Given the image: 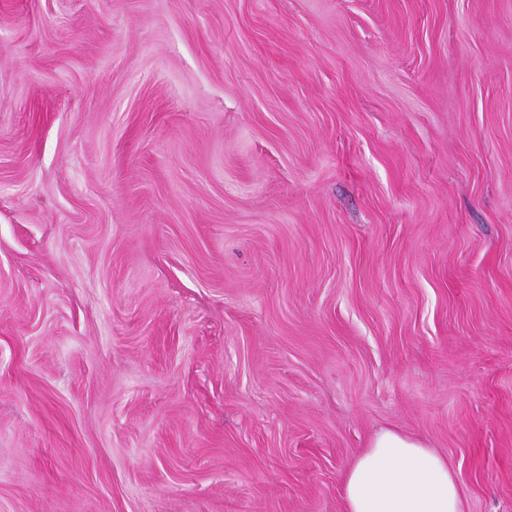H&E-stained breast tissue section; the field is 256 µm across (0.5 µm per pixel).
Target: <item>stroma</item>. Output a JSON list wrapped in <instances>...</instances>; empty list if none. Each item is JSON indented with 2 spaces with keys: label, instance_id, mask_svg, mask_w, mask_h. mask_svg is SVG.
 Here are the masks:
<instances>
[{
  "label": "stroma",
  "instance_id": "35a3bbf8",
  "mask_svg": "<svg viewBox=\"0 0 512 512\" xmlns=\"http://www.w3.org/2000/svg\"><path fill=\"white\" fill-rule=\"evenodd\" d=\"M381 429L512 512V0H0V512H344Z\"/></svg>",
  "mask_w": 512,
  "mask_h": 512
}]
</instances>
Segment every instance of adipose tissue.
Instances as JSON below:
<instances>
[{"instance_id": "1", "label": "adipose tissue", "mask_w": 512, "mask_h": 512, "mask_svg": "<svg viewBox=\"0 0 512 512\" xmlns=\"http://www.w3.org/2000/svg\"><path fill=\"white\" fill-rule=\"evenodd\" d=\"M345 512H463L447 458L394 429L377 433L342 480Z\"/></svg>"}]
</instances>
